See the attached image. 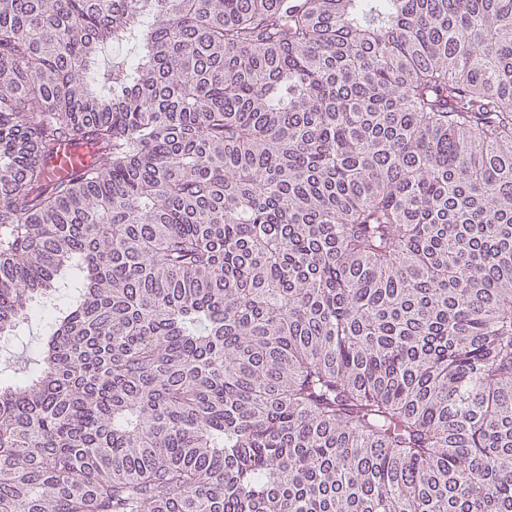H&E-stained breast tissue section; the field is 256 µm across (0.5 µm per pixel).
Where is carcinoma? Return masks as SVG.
<instances>
[{
    "mask_svg": "<svg viewBox=\"0 0 512 512\" xmlns=\"http://www.w3.org/2000/svg\"><path fill=\"white\" fill-rule=\"evenodd\" d=\"M39 314L0 512H512V0H0ZM91 154L82 146L67 144L50 162L55 175L67 177L89 164Z\"/></svg>",
    "mask_w": 512,
    "mask_h": 512,
    "instance_id": "1",
    "label": "carcinoma"
}]
</instances>
